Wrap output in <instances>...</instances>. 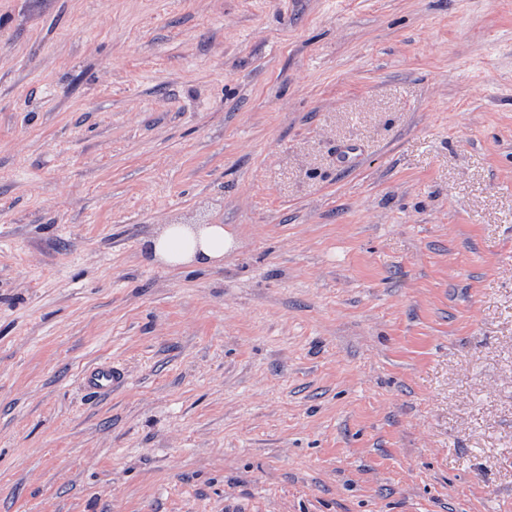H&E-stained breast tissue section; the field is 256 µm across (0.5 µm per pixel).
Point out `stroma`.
Masks as SVG:
<instances>
[{
  "label": "stroma",
  "instance_id": "stroma-1",
  "mask_svg": "<svg viewBox=\"0 0 512 512\" xmlns=\"http://www.w3.org/2000/svg\"><path fill=\"white\" fill-rule=\"evenodd\" d=\"M0 512H512V0H0ZM230 238L221 224H166L145 242L154 260L171 268L210 267L224 259ZM125 382L124 374L109 361L98 362L82 375L83 386L96 394L109 393Z\"/></svg>",
  "mask_w": 512,
  "mask_h": 512
}]
</instances>
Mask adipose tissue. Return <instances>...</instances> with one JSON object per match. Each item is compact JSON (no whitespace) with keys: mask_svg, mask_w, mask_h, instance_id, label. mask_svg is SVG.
<instances>
[{"mask_svg":"<svg viewBox=\"0 0 512 512\" xmlns=\"http://www.w3.org/2000/svg\"><path fill=\"white\" fill-rule=\"evenodd\" d=\"M230 238L220 224H168L145 243L152 259L172 268L210 267L224 258Z\"/></svg>","mask_w":512,"mask_h":512,"instance_id":"1","label":"adipose tissue"}]
</instances>
